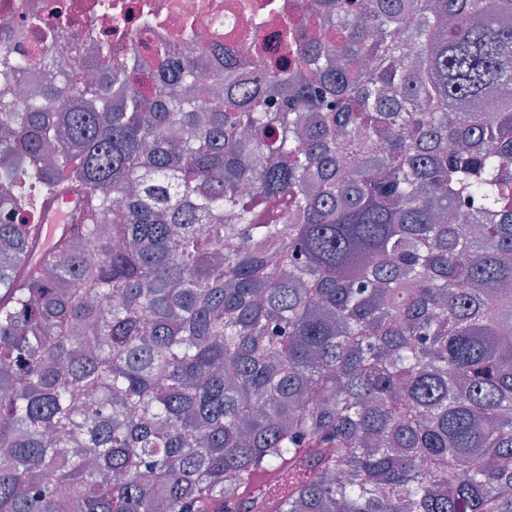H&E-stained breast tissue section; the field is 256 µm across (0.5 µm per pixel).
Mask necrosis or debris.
<instances>
[{
  "instance_id": "4bbe7bcc",
  "label": "necrosis or debris",
  "mask_w": 512,
  "mask_h": 512,
  "mask_svg": "<svg viewBox=\"0 0 512 512\" xmlns=\"http://www.w3.org/2000/svg\"><path fill=\"white\" fill-rule=\"evenodd\" d=\"M302 0H0V65L15 52L39 48L46 60L68 58L75 70L92 76L102 64L83 51L94 39L112 43V57L139 52L148 65L141 78L151 89L159 74L149 59L154 48L169 46L188 55L182 40L196 32L208 51V68L240 58H278L290 29L301 17ZM47 20L40 29L28 25L30 8Z\"/></svg>"
}]
</instances>
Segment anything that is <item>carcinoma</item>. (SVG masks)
<instances>
[{
    "instance_id": "carcinoma-1",
    "label": "carcinoma",
    "mask_w": 512,
    "mask_h": 512,
    "mask_svg": "<svg viewBox=\"0 0 512 512\" xmlns=\"http://www.w3.org/2000/svg\"><path fill=\"white\" fill-rule=\"evenodd\" d=\"M315 8L0 94V512H512V0ZM71 200L75 201V198L67 195L64 200L65 204L60 203L59 201H53L48 203L42 209V213L40 214L42 230L46 228L51 233H56L57 231H64L66 229L67 224H64V221L67 217V213L64 206ZM285 468V469H284ZM273 476L266 473H260L250 478L251 486L261 488L264 494L269 498H275L288 490V464Z\"/></svg>"
}]
</instances>
